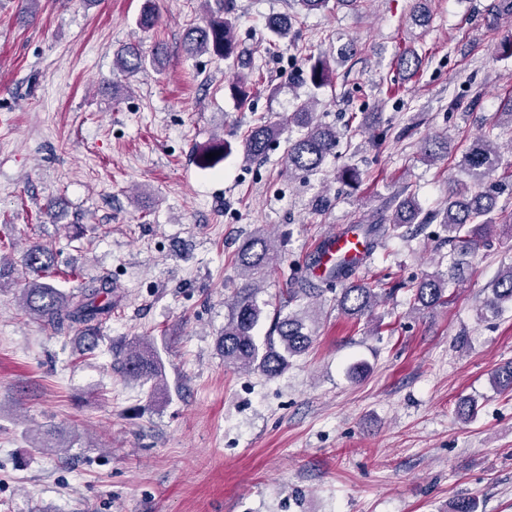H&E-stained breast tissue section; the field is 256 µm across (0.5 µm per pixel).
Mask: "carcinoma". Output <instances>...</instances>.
I'll list each match as a JSON object with an SVG mask.
<instances>
[{"instance_id": "carcinoma-1", "label": "carcinoma", "mask_w": 512, "mask_h": 512, "mask_svg": "<svg viewBox=\"0 0 512 512\" xmlns=\"http://www.w3.org/2000/svg\"><path fill=\"white\" fill-rule=\"evenodd\" d=\"M232 0H221L217 10L202 26H194L186 32L188 50L195 53L212 52L228 60L237 56L234 23L231 12ZM292 18L275 16L268 20L271 34L264 53L288 39ZM422 58L413 51L402 52L397 59L400 69L414 73L420 69ZM115 66L134 75L146 67V59L135 45H128L116 56ZM310 83L318 88L326 84L329 70L320 60L309 67ZM292 120L304 129L301 135L288 142L286 159L288 171L313 173L322 169L340 138V132L316 120L312 102L303 101L292 113ZM512 127V96L499 104L494 124L470 141L462 154L460 166L466 173L471 189L452 191L447 201L433 212V218L448 229V240L456 243L449 258L448 274L434 273L409 285L414 310L432 308L444 303L448 281L464 277L469 269V257L483 237L497 232L494 212L498 209V195L487 189L501 164L498 134L495 130ZM278 134L272 123L253 127L241 142L245 161L263 157L269 143ZM448 149L447 141L434 136L424 141L420 153L427 162H435ZM415 200L406 196L393 200V213L389 224H361L356 227L366 239L367 250L374 253L384 237L401 229L411 230L417 224L427 223ZM282 255L275 249L262 230H257L248 244L237 254L236 267L248 280L231 305L232 313L224 324L218 345L224 354V365L243 370H259L274 378L288 368L289 360L305 354L313 342L312 325L317 320L316 304L328 293L333 294L337 309L351 319L371 314L382 302L383 295L365 283L357 275L358 262L341 258L336 268L330 270L318 284L296 278L290 279L286 298L274 309L270 327L264 338L256 336V329L265 316L267 301H259L261 287L256 275L263 269L277 266ZM25 269L33 275L22 293V309L35 320L50 326L56 332L81 328L85 350L97 346V331L112 318V285L104 278H91L66 293L50 282L48 272L54 266L52 251L44 245L34 244L24 257ZM304 300L306 305L294 311L286 310L290 304ZM512 308V265L501 269L491 283V296L484 310L501 313ZM159 357L133 348L123 357L126 376L138 380H150L158 376ZM494 383L502 391L512 392V363L500 367L494 375Z\"/></svg>"}]
</instances>
